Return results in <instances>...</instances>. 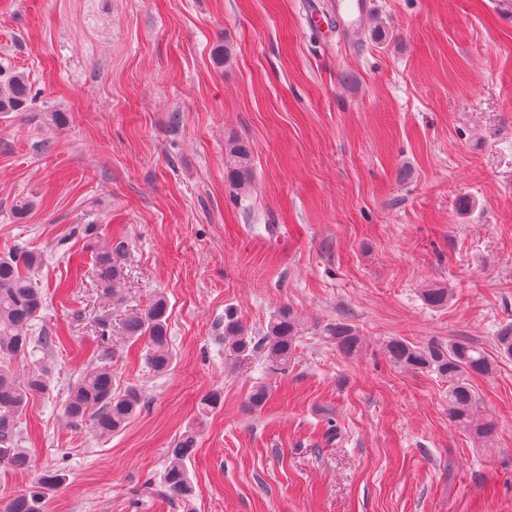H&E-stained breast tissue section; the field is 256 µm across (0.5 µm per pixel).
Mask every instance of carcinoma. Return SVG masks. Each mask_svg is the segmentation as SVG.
Listing matches in <instances>:
<instances>
[{"label": "carcinoma", "mask_w": 512, "mask_h": 512, "mask_svg": "<svg viewBox=\"0 0 512 512\" xmlns=\"http://www.w3.org/2000/svg\"><path fill=\"white\" fill-rule=\"evenodd\" d=\"M34 97L28 79L14 73L0 82V114L9 112L32 114ZM253 147L249 141L229 136L224 145V170L229 182L241 194L250 191L253 182ZM125 241L119 240L99 248L95 253L98 288L106 301L125 302L121 284L127 276ZM40 261V255L28 250L14 249L0 256V458L7 457L14 470H26L30 460L21 447V419L29 400L35 395L52 392L49 368L36 361L18 373V362L33 356L35 351L50 353L55 338L45 329L35 330V320L44 306L40 288L32 282L30 271ZM425 303L432 308L448 305V288L431 286L422 291ZM168 303L159 294L145 306L132 305L125 310L118 324L119 336L112 337L109 316L96 319L99 329L98 357L103 365L84 375L70 386L62 402L63 417L74 426H90L97 436H107L124 429L141 411L144 398L135 386L124 393L112 391V372L108 361L117 353L120 341H145L147 362L153 371L164 373L173 363V351L168 327ZM324 334L343 355L351 357L362 347V339L354 327L336 322L324 327ZM300 337L299 323L293 311L283 306L258 332H248L241 325L237 312L229 307L224 311V351L234 366L262 361L276 371H286L295 356ZM500 354L512 358V325H506L495 336ZM393 365L411 370L432 372L448 384V419L458 428L478 439L495 432L491 421L477 422L472 413L476 393L471 383L475 375L488 376L494 366L485 351L467 337H458L446 344L428 341L416 344L392 337L385 344ZM271 397L270 386L258 382L253 387L248 408L262 410ZM197 446L196 431L186 429L173 447L167 449L168 465L163 473V485L181 501L186 512L193 486L187 461ZM65 475L52 469L43 474L33 489L25 494L0 498V512H45L50 493L61 488Z\"/></svg>", "instance_id": "1"}]
</instances>
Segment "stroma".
I'll list each match as a JSON object with an SVG mask.
<instances>
[{"label": "stroma", "instance_id": "1", "mask_svg": "<svg viewBox=\"0 0 512 512\" xmlns=\"http://www.w3.org/2000/svg\"><path fill=\"white\" fill-rule=\"evenodd\" d=\"M374 3L349 51L311 33L308 0H0V71L36 95L35 118L0 116V254H41L37 323L57 338L52 395L22 419L30 467L0 466V495L61 468L46 512H184L144 487L192 426L194 512H512V358L495 343L512 324V0ZM231 134L253 146L245 197ZM119 237L129 303L166 297L175 360L158 374L145 343L120 349L113 389L144 407L100 438L60 403L98 364L94 244ZM230 304L252 331L293 310L287 372L226 359ZM337 320L363 339L354 357L323 334ZM461 336L495 366L472 380L487 443L449 422L446 383L384 349ZM253 147L249 141L228 136L224 145V170L229 182L242 194H247L253 182Z\"/></svg>", "mask_w": 512, "mask_h": 512}]
</instances>
